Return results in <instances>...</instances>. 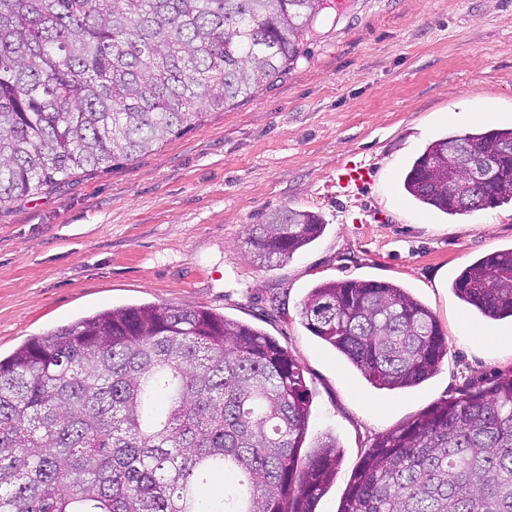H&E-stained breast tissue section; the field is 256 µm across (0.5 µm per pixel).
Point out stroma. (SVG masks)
I'll use <instances>...</instances> for the list:
<instances>
[{"label":"stroma","instance_id":"obj_1","mask_svg":"<svg viewBox=\"0 0 512 512\" xmlns=\"http://www.w3.org/2000/svg\"><path fill=\"white\" fill-rule=\"evenodd\" d=\"M299 65L135 160L89 170L0 209V356L112 307L204 306L267 333L298 361L306 445L341 461L316 512H338L376 439L433 403L512 373V344L454 294L477 257L512 248V203L463 215L409 198L401 176L431 141L512 126V0H346ZM371 183L347 191L341 167ZM322 217L280 266L254 260L252 228L279 209ZM406 288L448 338L438 373L389 391L308 331L302 304L329 280ZM472 335H465V328Z\"/></svg>","mask_w":512,"mask_h":512}]
</instances>
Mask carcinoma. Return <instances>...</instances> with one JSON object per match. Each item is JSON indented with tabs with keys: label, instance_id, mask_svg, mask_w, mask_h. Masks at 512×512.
Masks as SVG:
<instances>
[{
	"label": "carcinoma",
	"instance_id": "carcinoma-1",
	"mask_svg": "<svg viewBox=\"0 0 512 512\" xmlns=\"http://www.w3.org/2000/svg\"><path fill=\"white\" fill-rule=\"evenodd\" d=\"M325 3L0 0V207L132 161L280 78ZM479 158L511 167L512 128L431 142L403 188L447 215L512 202L511 183L470 177ZM324 230L281 209L248 244L283 263ZM451 288L512 317V248ZM301 315L378 389L422 384L448 352L431 310L390 282L319 284ZM309 415L298 363L254 327L202 306L107 309L0 358V512H315L338 445L301 458ZM216 476L224 489L204 492ZM338 512H512V374L380 436Z\"/></svg>",
	"mask_w": 512,
	"mask_h": 512
}]
</instances>
